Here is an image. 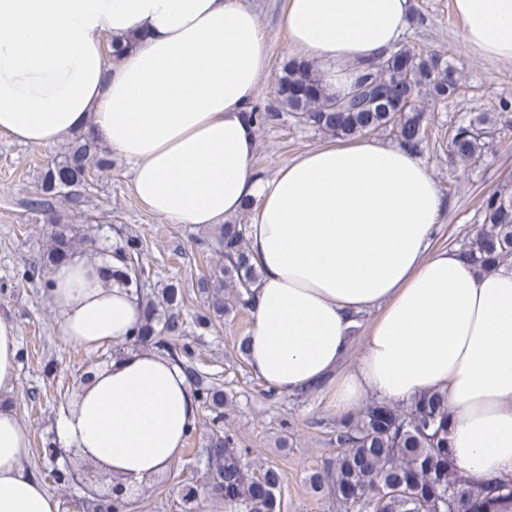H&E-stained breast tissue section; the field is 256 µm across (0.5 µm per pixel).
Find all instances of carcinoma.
Listing matches in <instances>:
<instances>
[{
  "label": "carcinoma",
  "instance_id": "carcinoma-1",
  "mask_svg": "<svg viewBox=\"0 0 512 512\" xmlns=\"http://www.w3.org/2000/svg\"><path fill=\"white\" fill-rule=\"evenodd\" d=\"M465 88L461 70L451 59L395 44L381 63L359 70L349 90H329L315 65L304 58L283 63L274 98L248 112L254 129L288 122L313 134L354 138L382 132L397 145L418 154L429 144L430 108L453 104ZM512 132V100L496 112H470L451 122L446 147L462 164L484 157L495 136ZM112 168L102 144L82 131L42 171L40 185L26 201L44 216L45 232L37 260L16 272L25 282L50 288V271L75 256L118 261L109 278L128 289L142 308V320L128 339L112 348L109 359L130 349H151L178 364L193 387L199 406L211 414L213 429L197 459L207 475L210 494L224 500L225 512H282L281 474L275 467L256 473L246 461L249 449L224 428L228 396L219 373L201 366L195 336L214 322L247 307L260 271L251 262L247 225L227 221L197 238L202 250L215 254L206 269L189 281H155L144 262L146 238L124 224H112V242L103 245L92 226L72 224L56 210V200L76 201L88 182ZM476 228L460 246L478 270L494 272L512 265V182L485 196ZM195 298L204 310L189 313ZM451 416L448 398L429 391L406 404L379 400L341 416L329 443L336 455L309 475L311 487L336 494V512H448V497L464 512H500L512 500V479L490 488H475L455 467L449 451Z\"/></svg>",
  "mask_w": 512,
  "mask_h": 512
}]
</instances>
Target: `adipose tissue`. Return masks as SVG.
Instances as JSON below:
<instances>
[{"label": "adipose tissue", "instance_id": "adipose-tissue-1", "mask_svg": "<svg viewBox=\"0 0 512 512\" xmlns=\"http://www.w3.org/2000/svg\"><path fill=\"white\" fill-rule=\"evenodd\" d=\"M411 0H288L295 47L345 92L351 69L402 38ZM465 44L512 61V0H453ZM139 39L119 60L110 40ZM256 15L237 0H0V134L54 145L89 133L129 166L133 192L173 224L210 227L257 204L248 226L261 278L249 301L251 372L279 392L332 386L364 399L446 393L456 468L475 487L512 476V271L481 274L432 249L446 199L409 149L373 138L305 151L272 178L254 166L247 119L268 67ZM60 337L94 349L141 321L100 263L55 267ZM365 350L343 367L359 316ZM200 409L183 370L138 349L113 360L57 423L59 442L141 484L177 461ZM31 433L0 404V512H60L25 467Z\"/></svg>", "mask_w": 512, "mask_h": 512}]
</instances>
